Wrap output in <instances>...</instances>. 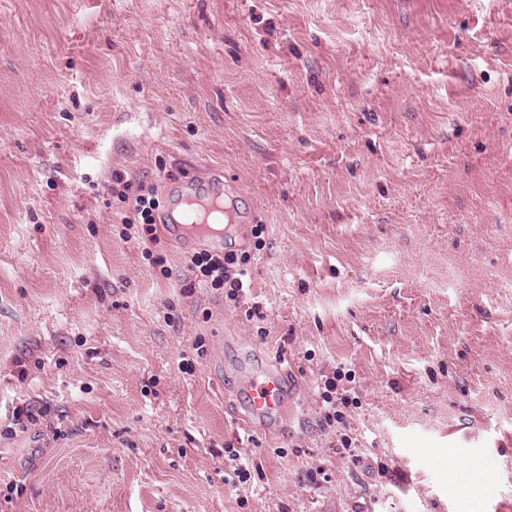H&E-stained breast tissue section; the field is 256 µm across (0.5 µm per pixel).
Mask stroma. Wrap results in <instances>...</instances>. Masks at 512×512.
Returning a JSON list of instances; mask_svg holds the SVG:
<instances>
[{
  "instance_id": "35a3bbf8",
  "label": "stroma",
  "mask_w": 512,
  "mask_h": 512,
  "mask_svg": "<svg viewBox=\"0 0 512 512\" xmlns=\"http://www.w3.org/2000/svg\"><path fill=\"white\" fill-rule=\"evenodd\" d=\"M188 168L237 300L120 237ZM0 512H512V0H0ZM123 179L121 173H113L111 187L112 193H117L125 204L126 211L132 215V218L126 216L122 223L128 224L131 228L136 226L137 230H134V234H137V237H133L141 244L143 253H148L150 246L156 245L159 240L156 215L160 208V201L157 190L154 186L139 185L133 191L132 184ZM249 416L259 419L288 415L289 380L280 363L251 370L242 379ZM321 393L322 402L326 403V408L323 414V423L326 426H333L334 423H342L343 418L341 411L338 409L340 405L344 407L348 403V398L341 395L337 396V388L334 380H325Z\"/></svg>"
}]
</instances>
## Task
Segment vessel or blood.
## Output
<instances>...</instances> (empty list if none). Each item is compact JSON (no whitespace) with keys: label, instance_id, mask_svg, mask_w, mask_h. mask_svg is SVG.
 I'll return each mask as SVG.
<instances>
[{"label":"vessel or blood","instance_id":"vessel-or-blood-1","mask_svg":"<svg viewBox=\"0 0 512 512\" xmlns=\"http://www.w3.org/2000/svg\"><path fill=\"white\" fill-rule=\"evenodd\" d=\"M176 189L178 198L161 213L168 237L180 244L197 241L221 247L224 236L213 231L210 220L224 212L223 180H214L204 189L194 181H182ZM242 391L250 416L265 419L287 415L289 380L282 368L249 371L242 379Z\"/></svg>","mask_w":512,"mask_h":512}]
</instances>
